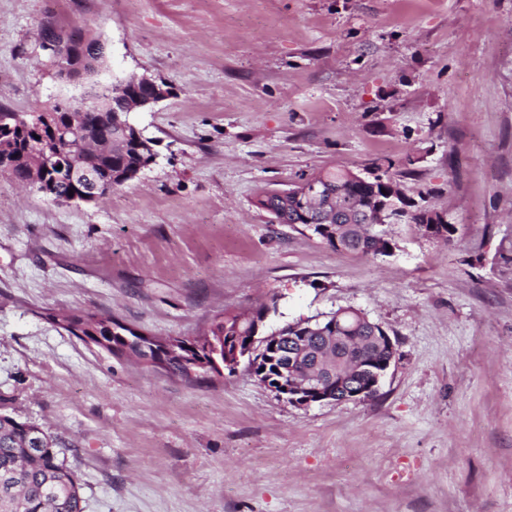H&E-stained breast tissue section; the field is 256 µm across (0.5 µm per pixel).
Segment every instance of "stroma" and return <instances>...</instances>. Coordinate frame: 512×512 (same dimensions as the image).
Returning <instances> with one entry per match:
<instances>
[{
  "mask_svg": "<svg viewBox=\"0 0 512 512\" xmlns=\"http://www.w3.org/2000/svg\"><path fill=\"white\" fill-rule=\"evenodd\" d=\"M47 23L102 38L99 81L172 88L128 115L155 163L97 203L0 171V414L53 437L84 512H512V0H0L20 115L85 92ZM378 159L452 243L399 225L393 256L345 254L255 205ZM270 301L268 333L348 307L380 323L378 394L299 407L246 368L189 380L61 321L193 338ZM68 316H65L63 320L66 322L65 328L69 332H71L72 334H74L75 336L79 337L82 340H85V336H101L103 340H105L108 343V345L105 348L101 346L100 347L112 354H124L122 347L125 346V343L123 341L114 337L112 339V336H115L112 334L113 326L116 331H119L125 334L126 336L136 337L132 329L124 326L120 322L110 317L101 319L96 324V332L98 333V335H94L84 328V326L87 325L86 319L77 316Z\"/></svg>",
  "mask_w": 512,
  "mask_h": 512,
  "instance_id": "35a3bbf8",
  "label": "stroma"
}]
</instances>
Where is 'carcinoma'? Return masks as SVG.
<instances>
[{"label": "carcinoma", "mask_w": 512, "mask_h": 512, "mask_svg": "<svg viewBox=\"0 0 512 512\" xmlns=\"http://www.w3.org/2000/svg\"><path fill=\"white\" fill-rule=\"evenodd\" d=\"M71 38L80 43L81 50L68 62L69 68L58 70L66 79L89 76L103 63L104 44L85 39L84 32L75 29ZM99 103L85 106L83 112L68 104H58L53 111L66 134L60 142L65 154V167H45L37 160V154L29 146L34 131L16 127V113L0 108V124L12 126L14 148L12 163L3 168L14 180L23 183L36 173L40 182L53 183L57 194L54 202L62 203L69 191H79L80 183L70 179V169L80 162H90L103 184L110 188L125 184V176L143 168L149 162L150 148L133 137L117 133V120H126L122 112V98L110 95L98 97ZM393 162L389 159L373 162L368 177L361 181L350 169H324L302 183L282 190L265 191L257 197L258 208L271 215L278 224H328L338 228L339 242L326 235V242L334 247L341 245L349 254L384 256L396 247L393 220H385L379 214H388L385 206L389 199L381 192L385 184L394 182L390 175ZM406 210L401 222L420 232L435 225L444 231L441 240L453 239L456 228L448 221V212L416 202L406 197ZM246 311H226L216 318L209 329L214 341L222 336H246L249 321ZM65 328L85 339L92 333L85 329L86 319L77 316L64 317ZM337 336H366V327L359 318L348 313L340 318ZM134 336L132 329L113 318L107 317L96 324V332L105 340V350L121 355L125 343L112 337V330ZM329 360L344 357L346 369L361 358L379 359L382 353L369 344L350 349L347 344L327 351L313 344L305 354L306 368H311L316 355ZM0 512H83L81 485L74 472L58 460L53 440L37 426L20 423L9 416L0 415Z\"/></svg>", "instance_id": "cac0c4a2"}]
</instances>
